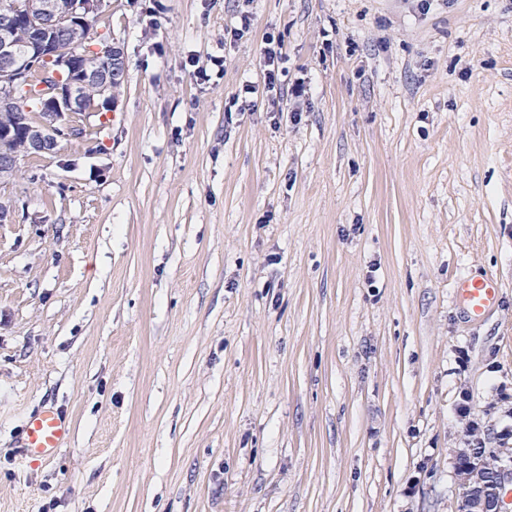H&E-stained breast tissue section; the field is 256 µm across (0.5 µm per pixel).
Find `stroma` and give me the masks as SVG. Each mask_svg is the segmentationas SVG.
Here are the masks:
<instances>
[{
	"label": "stroma",
	"mask_w": 512,
	"mask_h": 512,
	"mask_svg": "<svg viewBox=\"0 0 512 512\" xmlns=\"http://www.w3.org/2000/svg\"><path fill=\"white\" fill-rule=\"evenodd\" d=\"M92 32L110 120L0 187V512H458L459 403L512 430V0H104ZM49 406L68 442L22 464ZM262 51L265 75V86L270 92L275 90L278 82V63L282 60V44L279 39L274 43V37L268 36ZM277 69V70H276ZM456 292L465 301L466 309L473 320H479L499 300V288L494 277L487 274L460 277Z\"/></svg>",
	"instance_id": "obj_1"
}]
</instances>
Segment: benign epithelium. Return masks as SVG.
<instances>
[{"label":"benign epithelium","mask_w":512,"mask_h":512,"mask_svg":"<svg viewBox=\"0 0 512 512\" xmlns=\"http://www.w3.org/2000/svg\"><path fill=\"white\" fill-rule=\"evenodd\" d=\"M103 0H24V27L0 24V125L3 140L15 142L13 150L0 148V185L13 181L20 161L34 155L56 152L64 134L81 136L83 127L72 116L86 112L84 94L96 90L100 106L111 110V90L125 79L126 61L122 49L105 45L102 61L92 64L84 54L62 47V37L76 39L78 24L99 14ZM39 92V116L35 120L13 117L17 92L24 88ZM473 449L461 448L454 463L462 512H503V493L512 484V455L500 449L497 487L476 492L481 483L482 461L470 458Z\"/></svg>","instance_id":"7a95c632"}]
</instances>
